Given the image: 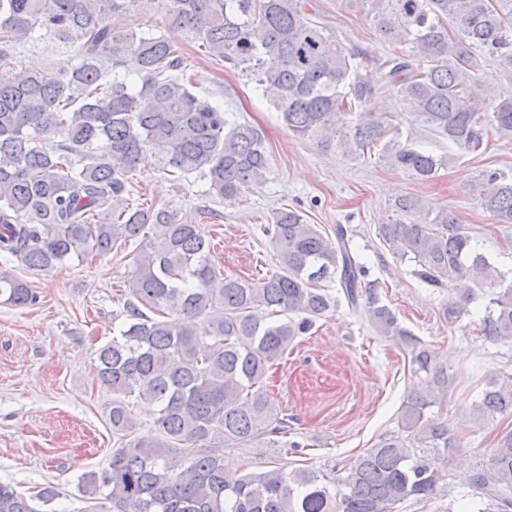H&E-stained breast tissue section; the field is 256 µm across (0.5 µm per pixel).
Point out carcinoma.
<instances>
[{
  "label": "carcinoma",
  "instance_id": "1",
  "mask_svg": "<svg viewBox=\"0 0 512 512\" xmlns=\"http://www.w3.org/2000/svg\"><path fill=\"white\" fill-rule=\"evenodd\" d=\"M141 0H0V256L50 273L73 258L131 243V298L125 328L98 352L97 380L112 391L108 421L118 447L108 464L83 473V512H388L427 503L446 485L457 447L448 425L428 413L454 385L437 353L381 303L378 283L349 248L345 228L322 234L296 208L272 213L265 232L278 271L260 279L225 276L210 264L202 224L167 208H141L131 176L150 161L175 177L206 182L213 200L232 202L265 180L262 133L231 120L185 74L177 45L152 27H119ZM393 52L376 73L312 19L310 0H151L165 25L190 34L258 85L288 130L322 152L352 160L378 156L415 179L445 159L389 135L391 123L364 110L394 92L437 134L479 150L493 130L512 138V91L493 95L482 59L512 62V0H360ZM36 39L64 58L30 70L20 56ZM136 60L139 83L119 73ZM478 204L512 224V168L476 187ZM377 235L398 257L413 256L426 284L456 289L441 308L448 323L467 312L474 289L496 287L481 318L493 342L512 343V282L477 249L449 211L433 220L412 196ZM337 277L350 308L380 335L398 337L422 389L411 393L398 431L380 436L343 472L308 468L241 472L224 449L288 434L263 380L313 319L330 307L317 286ZM39 295L0 270V303L34 306ZM157 407L154 439H136L132 407ZM476 419L512 415V374L489 383ZM471 485L497 512H512V430L476 464ZM0 483V512H36L33 499Z\"/></svg>",
  "mask_w": 512,
  "mask_h": 512
}]
</instances>
